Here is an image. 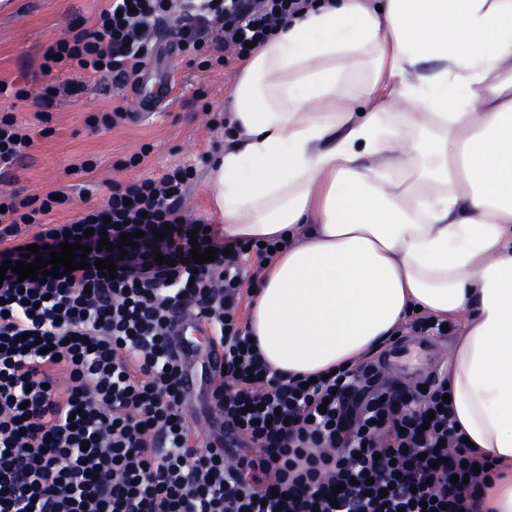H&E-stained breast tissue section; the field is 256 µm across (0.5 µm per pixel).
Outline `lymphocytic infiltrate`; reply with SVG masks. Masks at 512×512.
Wrapping results in <instances>:
<instances>
[{
	"label": "lymphocytic infiltrate",
	"mask_w": 512,
	"mask_h": 512,
	"mask_svg": "<svg viewBox=\"0 0 512 512\" xmlns=\"http://www.w3.org/2000/svg\"><path fill=\"white\" fill-rule=\"evenodd\" d=\"M314 6L106 0L93 27L46 48L41 69L119 89L138 83L155 29L173 14L177 53H212L225 66ZM33 144L14 113H0L1 171ZM194 176L177 165L112 182L100 199L84 189L64 224L53 217L70 194L0 195V263L22 260L32 244L59 250L69 234L89 248L88 268L43 282L10 272L0 283V512H478L492 464L456 430L447 376L405 388L364 362L305 387L262 361L239 318L278 241L228 242L207 219L186 218ZM168 225L172 233L155 239ZM124 232L140 238L122 254ZM104 236L112 252L98 251ZM195 245L217 249L216 259L186 264ZM158 254L167 264H155ZM109 257L122 261L112 277L95 266ZM185 312L222 352V368L205 372L198 416L176 347Z\"/></svg>",
	"instance_id": "f902f5d3"
}]
</instances>
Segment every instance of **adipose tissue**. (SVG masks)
I'll use <instances>...</instances> for the list:
<instances>
[{"label":"adipose tissue","instance_id":"1","mask_svg":"<svg viewBox=\"0 0 512 512\" xmlns=\"http://www.w3.org/2000/svg\"><path fill=\"white\" fill-rule=\"evenodd\" d=\"M245 60L208 193L287 238L249 330L278 375L360 362L413 307L458 322L448 388L512 512V0H320Z\"/></svg>","mask_w":512,"mask_h":512}]
</instances>
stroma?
<instances>
[{
  "instance_id": "obj_1",
  "label": "stroma",
  "mask_w": 512,
  "mask_h": 512,
  "mask_svg": "<svg viewBox=\"0 0 512 512\" xmlns=\"http://www.w3.org/2000/svg\"><path fill=\"white\" fill-rule=\"evenodd\" d=\"M11 3V8L0 9V80H25L36 93L48 83L40 69L47 46L67 35L73 25H92L103 2ZM239 68L236 61L226 67L189 65L177 53H163L152 62L148 73L174 81L168 101L149 116L132 114L125 124L107 132L92 131L86 120L111 106V83L76 72L59 75V82L78 84L79 92L56 96L51 109V134L36 137L30 157L12 171L0 173V192L15 191L25 197L83 184L85 177L75 168L89 157L98 161L93 179L99 184L114 179L127 182L158 178L174 166H191L196 177L187 192L184 210L192 217L212 218L207 193L210 157L224 147L225 136L218 123L228 110ZM146 144L151 150L143 165L125 167V160Z\"/></svg>"
}]
</instances>
